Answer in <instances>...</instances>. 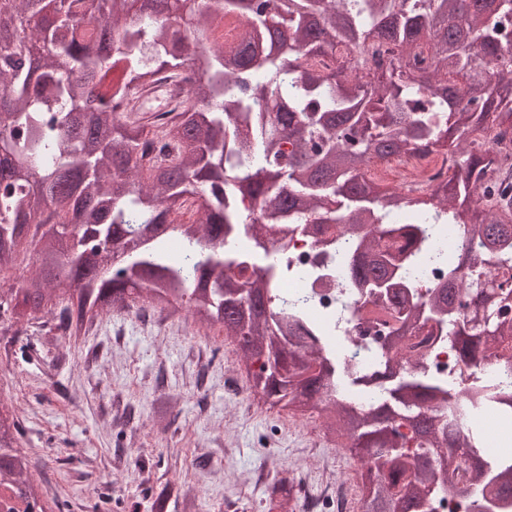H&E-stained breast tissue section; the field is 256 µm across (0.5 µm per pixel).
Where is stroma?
I'll return each mask as SVG.
<instances>
[{
	"label": "stroma",
	"instance_id": "35a3bbf8",
	"mask_svg": "<svg viewBox=\"0 0 512 512\" xmlns=\"http://www.w3.org/2000/svg\"><path fill=\"white\" fill-rule=\"evenodd\" d=\"M251 385L236 344L185 311H116L79 340L31 348L0 335V402L20 408L32 473L66 512H150L168 484L195 497L194 512H268L270 478L336 512L325 484L353 482L358 459L321 436L319 418L252 401ZM168 395L177 404L158 415Z\"/></svg>",
	"mask_w": 512,
	"mask_h": 512
}]
</instances>
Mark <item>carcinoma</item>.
Wrapping results in <instances>:
<instances>
[{
	"instance_id": "carcinoma-1",
	"label": "carcinoma",
	"mask_w": 512,
	"mask_h": 512,
	"mask_svg": "<svg viewBox=\"0 0 512 512\" xmlns=\"http://www.w3.org/2000/svg\"><path fill=\"white\" fill-rule=\"evenodd\" d=\"M134 2L0 0L11 28L0 38V273L35 244V269L0 284V326L36 321L76 338L116 307L184 306L303 374L279 401L329 411L327 436L362 462L364 512H438L464 478L477 485V512L511 499L512 462L477 448L485 416L512 422V164L479 135L491 120L512 130L502 48L512 0L474 11L465 0ZM243 14L236 39L219 43ZM371 39L393 49L378 70L364 60ZM161 72L187 83L188 98L148 122L132 111L134 89ZM418 142L448 151L445 184L423 196L366 177L371 156ZM246 198L259 216L242 213ZM188 208L192 223L171 224ZM340 223L332 244L326 227ZM282 224L318 235L347 294L371 297L395 323L379 363L355 371L360 403L318 345L309 295L288 287L325 272L290 268ZM451 227L454 262L417 302L416 277L444 262L437 243ZM485 311L492 318L477 320ZM427 325L470 371L465 396L396 349ZM20 435L17 411L0 409L7 512L44 502ZM294 496L292 480L267 492L271 505Z\"/></svg>"
}]
</instances>
